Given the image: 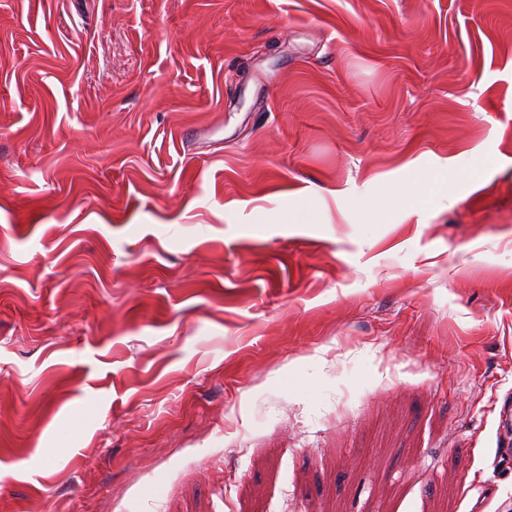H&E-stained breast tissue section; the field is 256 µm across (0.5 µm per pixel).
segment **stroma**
<instances>
[{"mask_svg":"<svg viewBox=\"0 0 512 512\" xmlns=\"http://www.w3.org/2000/svg\"><path fill=\"white\" fill-rule=\"evenodd\" d=\"M510 391L512 0H0V512H512Z\"/></svg>","mask_w":512,"mask_h":512,"instance_id":"35a3bbf8","label":"stroma"}]
</instances>
